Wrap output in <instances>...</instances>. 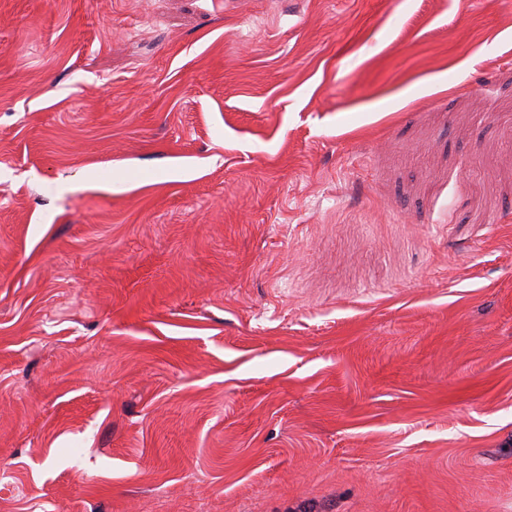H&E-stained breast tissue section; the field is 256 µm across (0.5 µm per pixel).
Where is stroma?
<instances>
[{"label": "stroma", "instance_id": "stroma-1", "mask_svg": "<svg viewBox=\"0 0 512 512\" xmlns=\"http://www.w3.org/2000/svg\"><path fill=\"white\" fill-rule=\"evenodd\" d=\"M0 512H512V0H0Z\"/></svg>", "mask_w": 512, "mask_h": 512}]
</instances>
